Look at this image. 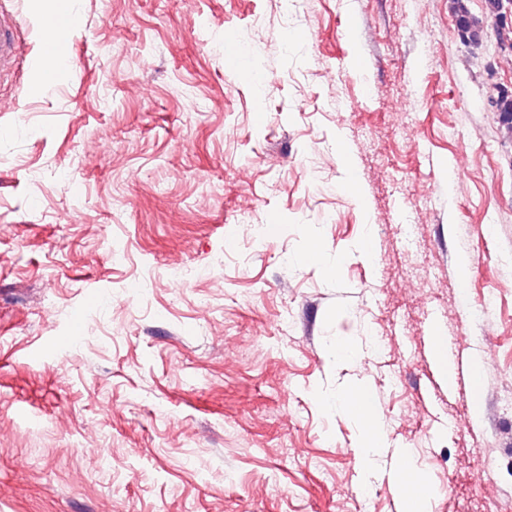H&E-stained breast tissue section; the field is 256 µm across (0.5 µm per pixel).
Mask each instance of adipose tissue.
<instances>
[{
	"label": "adipose tissue",
	"instance_id": "adipose-tissue-1",
	"mask_svg": "<svg viewBox=\"0 0 512 512\" xmlns=\"http://www.w3.org/2000/svg\"><path fill=\"white\" fill-rule=\"evenodd\" d=\"M366 398L365 387L353 386L337 398L336 405L344 416L360 424L356 443L357 460L363 473V484L368 487L377 477L376 455L378 449L386 445V432L376 411L364 407ZM397 481L407 503L406 512H425L428 502L427 487L421 480V469L411 451L402 453Z\"/></svg>",
	"mask_w": 512,
	"mask_h": 512
}]
</instances>
